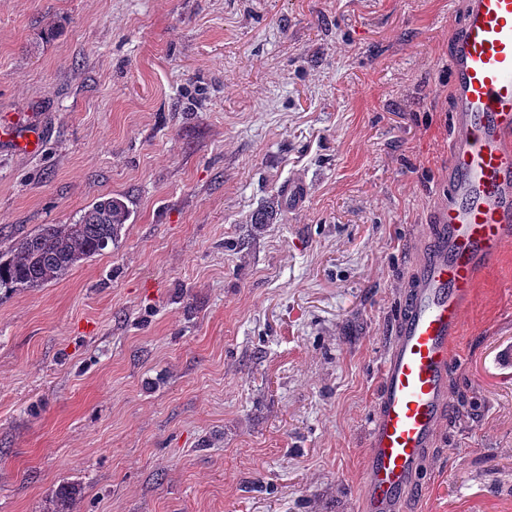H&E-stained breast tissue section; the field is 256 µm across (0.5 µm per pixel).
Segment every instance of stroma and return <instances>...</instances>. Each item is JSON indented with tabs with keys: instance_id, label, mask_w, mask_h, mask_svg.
I'll use <instances>...</instances> for the list:
<instances>
[{
	"instance_id": "1",
	"label": "stroma",
	"mask_w": 512,
	"mask_h": 512,
	"mask_svg": "<svg viewBox=\"0 0 512 512\" xmlns=\"http://www.w3.org/2000/svg\"><path fill=\"white\" fill-rule=\"evenodd\" d=\"M462 0H0V252L102 196L115 245L0 290V512H361L381 356L448 167ZM305 181L292 210L282 194ZM401 512H512V246ZM0 141L8 142L17 150L34 153L42 144V131L38 127H1Z\"/></svg>"
}]
</instances>
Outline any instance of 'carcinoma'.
Returning <instances> with one entry per match:
<instances>
[{"mask_svg": "<svg viewBox=\"0 0 512 512\" xmlns=\"http://www.w3.org/2000/svg\"><path fill=\"white\" fill-rule=\"evenodd\" d=\"M130 218L119 197L97 200L73 224H44L0 254L1 288H38L116 241Z\"/></svg>", "mask_w": 512, "mask_h": 512, "instance_id": "obj_1", "label": "carcinoma"}]
</instances>
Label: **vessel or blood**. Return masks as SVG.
Instances as JSON below:
<instances>
[{
    "label": "vessel or blood",
    "instance_id": "obj_1",
    "mask_svg": "<svg viewBox=\"0 0 512 512\" xmlns=\"http://www.w3.org/2000/svg\"><path fill=\"white\" fill-rule=\"evenodd\" d=\"M453 100L448 173L435 237L381 362L369 423L362 512H399L449 408L448 368L481 271L512 245V0H464L448 53ZM33 153L37 127H1Z\"/></svg>",
    "mask_w": 512,
    "mask_h": 512
}]
</instances>
